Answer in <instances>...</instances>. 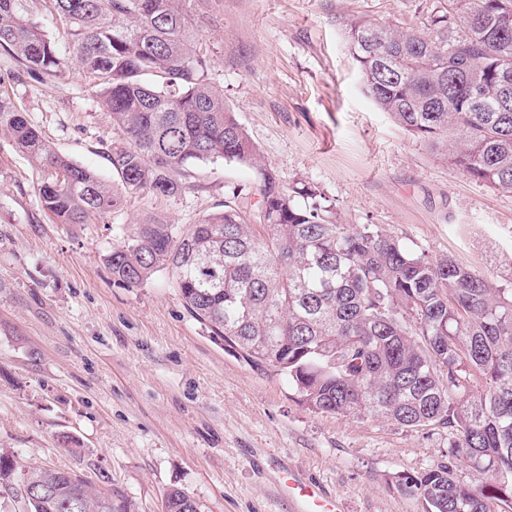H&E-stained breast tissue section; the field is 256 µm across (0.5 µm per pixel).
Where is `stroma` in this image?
Here are the masks:
<instances>
[{
    "label": "stroma",
    "mask_w": 512,
    "mask_h": 512,
    "mask_svg": "<svg viewBox=\"0 0 512 512\" xmlns=\"http://www.w3.org/2000/svg\"><path fill=\"white\" fill-rule=\"evenodd\" d=\"M412 0H187L210 80L284 184L310 182L342 223L375 224L410 248L498 281L512 277V193L437 158L366 93L346 24L367 16L421 28ZM0 96L52 146L111 180L117 136L78 69L40 83L0 51ZM41 175L0 137V450L96 480L108 473L137 512L178 487L204 512H294L267 456L336 496L343 512H426L398 480L447 461L444 426L408 428L318 414L286 377L248 364L187 312L161 272L138 288L106 265L135 222L187 226L235 197L252 211L250 171L195 167L181 194L128 195L116 213L56 224ZM74 436L79 451L62 448Z\"/></svg>",
    "instance_id": "1"
}]
</instances>
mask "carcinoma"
<instances>
[{
    "label": "carcinoma",
    "instance_id": "obj_1",
    "mask_svg": "<svg viewBox=\"0 0 512 512\" xmlns=\"http://www.w3.org/2000/svg\"><path fill=\"white\" fill-rule=\"evenodd\" d=\"M36 0H0V49L40 80L76 61L112 113L115 181L55 152L0 97V135L42 177L43 210L85 224L130 192L173 196L200 163L255 171L251 216L230 200L182 229L159 218L133 225L107 256L112 277L138 288L172 275L188 313L244 359L288 378L316 413L442 425L448 461L403 477L427 512H492L512 501V288L449 257L407 248L375 224L352 229L311 183L285 185L208 78L188 35L187 0H42L68 43L43 31ZM347 44L375 105L465 175L512 192V0H448L424 29L355 18ZM487 476L463 484L455 461ZM15 471L0 453V484ZM55 495L27 512H135L105 473L92 487L65 468L29 467ZM163 512H202L180 488Z\"/></svg>",
    "mask_w": 512,
    "mask_h": 512
}]
</instances>
